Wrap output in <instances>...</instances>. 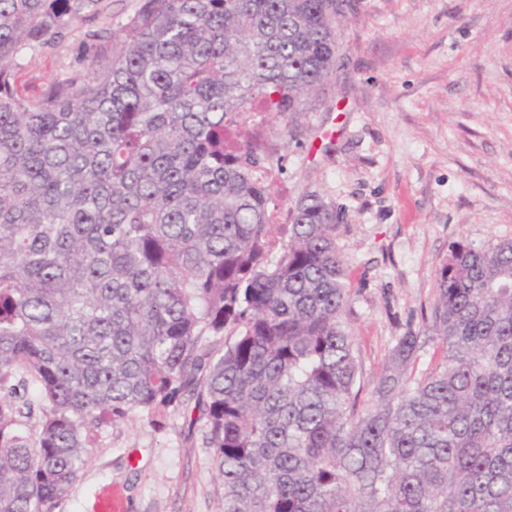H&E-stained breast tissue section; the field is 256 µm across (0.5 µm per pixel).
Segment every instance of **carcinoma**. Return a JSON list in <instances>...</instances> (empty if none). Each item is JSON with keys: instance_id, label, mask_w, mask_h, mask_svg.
<instances>
[{"instance_id": "cac0c4a2", "label": "carcinoma", "mask_w": 512, "mask_h": 512, "mask_svg": "<svg viewBox=\"0 0 512 512\" xmlns=\"http://www.w3.org/2000/svg\"><path fill=\"white\" fill-rule=\"evenodd\" d=\"M102 11L0 0V512H55L96 428L192 391L224 512H512V240L453 246L439 357L417 375L433 337H399L364 401L340 213L272 224L253 177L245 116L305 110L335 0H137L19 91L15 59Z\"/></svg>"}]
</instances>
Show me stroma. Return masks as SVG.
I'll list each match as a JSON object with an SVG mask.
<instances>
[{
    "mask_svg": "<svg viewBox=\"0 0 512 512\" xmlns=\"http://www.w3.org/2000/svg\"><path fill=\"white\" fill-rule=\"evenodd\" d=\"M98 26L21 60L20 89L80 67V41ZM338 28L333 75L291 133L265 112L248 126L282 171L271 206L314 192L343 216L336 246L369 391L407 331L429 339L417 371L439 353L422 314L452 246L512 239V0H345ZM116 492L125 512H223L214 451L189 407L159 427L133 415L99 428L56 512H109Z\"/></svg>",
    "mask_w": 512,
    "mask_h": 512,
    "instance_id": "stroma-1",
    "label": "stroma"
}]
</instances>
